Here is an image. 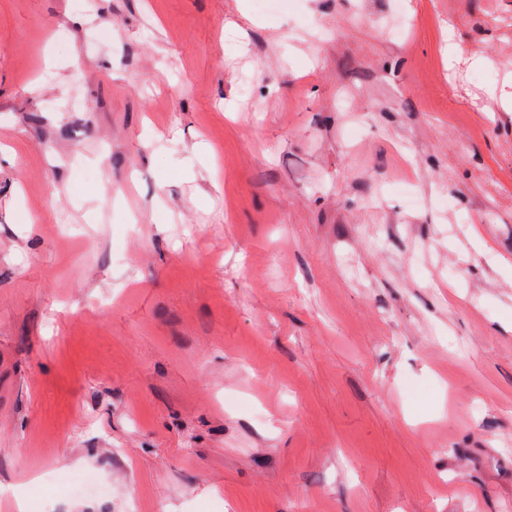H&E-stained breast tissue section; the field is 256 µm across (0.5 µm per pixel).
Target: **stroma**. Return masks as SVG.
<instances>
[{"instance_id":"35a3bbf8","label":"stroma","mask_w":512,"mask_h":512,"mask_svg":"<svg viewBox=\"0 0 512 512\" xmlns=\"http://www.w3.org/2000/svg\"><path fill=\"white\" fill-rule=\"evenodd\" d=\"M0 512H512V0H0Z\"/></svg>"}]
</instances>
